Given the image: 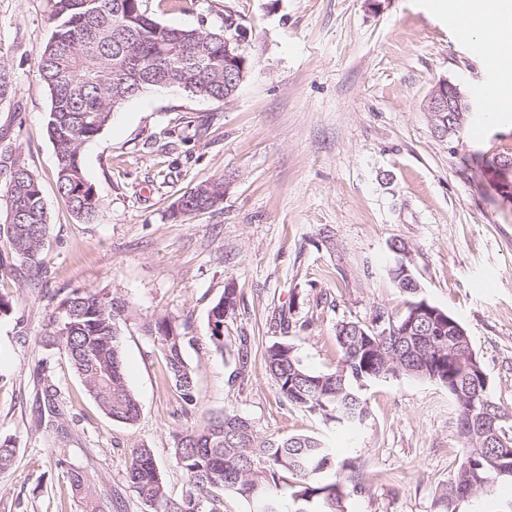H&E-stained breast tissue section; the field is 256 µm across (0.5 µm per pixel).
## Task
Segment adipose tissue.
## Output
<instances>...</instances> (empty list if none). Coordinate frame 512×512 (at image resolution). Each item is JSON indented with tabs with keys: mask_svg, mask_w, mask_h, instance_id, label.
Here are the masks:
<instances>
[{
	"mask_svg": "<svg viewBox=\"0 0 512 512\" xmlns=\"http://www.w3.org/2000/svg\"><path fill=\"white\" fill-rule=\"evenodd\" d=\"M465 22L472 24L477 39L488 46L495 62L512 58V46L504 34H512V14L502 10V0H456Z\"/></svg>",
	"mask_w": 512,
	"mask_h": 512,
	"instance_id": "ef3b65f1",
	"label": "adipose tissue"
}]
</instances>
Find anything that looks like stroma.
<instances>
[{
  "instance_id": "35a3bbf8",
  "label": "stroma",
  "mask_w": 512,
  "mask_h": 512,
  "mask_svg": "<svg viewBox=\"0 0 512 512\" xmlns=\"http://www.w3.org/2000/svg\"><path fill=\"white\" fill-rule=\"evenodd\" d=\"M166 26L246 33L250 71L218 102L180 90L143 94L114 112L81 160L100 199L77 219L56 184L46 133L50 93L36 62L51 33L48 0H0V60L13 93L0 101V147L21 152L43 191L49 233L44 281L0 274V437L17 449L0 473V512H84L69 473L85 475L105 512H147L124 472L152 450L169 494L187 489L175 431L211 411L249 418L263 434H324L339 457L360 456L375 480L347 512H436L457 470V410L445 386L407 376L362 391L359 436L325 428L283 401L264 363L288 339L303 363L335 371L338 322L402 314L391 271L405 260L421 295L466 328L490 389L512 409V199L485 163L512 145V111L496 124L472 99L459 133L439 138L425 101L440 81L470 93L486 46L458 43L460 17L429 0H144ZM223 180L212 209L174 215L197 185ZM239 307L226 334L248 339L245 379L209 340V312L227 284ZM91 288L125 300L121 323L131 425L109 419L65 357L41 341L57 299ZM288 311L290 327L277 319ZM172 318L196 371L185 411L144 321ZM56 396H47L46 385Z\"/></svg>"
}]
</instances>
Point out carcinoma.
<instances>
[{"label": "carcinoma", "instance_id": "carcinoma-1", "mask_svg": "<svg viewBox=\"0 0 512 512\" xmlns=\"http://www.w3.org/2000/svg\"><path fill=\"white\" fill-rule=\"evenodd\" d=\"M52 34L37 60L50 92L47 134L57 156V188L77 218L93 220L99 199L80 158L82 144L97 138L112 112L130 99L156 89H181L192 96L224 101L232 98L249 67L224 65V30L202 31L165 26L143 9L142 0H49ZM456 118L453 112L431 113L432 129L442 137ZM512 149L491 157L499 173L497 189L512 185ZM224 196V182L200 185L179 199L178 212L212 209ZM0 199L6 217L0 225L9 252L0 255V273L20 262L29 276L46 277L41 254L49 231L38 178L16 151H0ZM406 309L392 316L378 309L371 322L340 321L335 338L340 365L332 373L304 367L288 342L275 341L264 353L266 371L279 396L325 423L362 426L369 416L362 388L368 383L405 375L448 387L458 411L461 440L454 478L438 496V512H458L459 503L512 482V411L489 389L482 362L469 336H460L458 319L414 315L423 297L399 287ZM237 308V289L219 299L209 314V340L215 352L234 358V377L243 378L248 364L247 337L235 344L224 334L226 305ZM127 305L81 288L57 302L46 324L45 342L62 351L99 408L112 420L130 424L140 414L123 360L120 323ZM157 343L168 374L183 402L196 403V373L184 358V337L173 319L142 324ZM510 420L487 433L477 422L487 415ZM17 450L0 441V472L9 469ZM174 458L186 474L189 490L171 497L151 451L139 448L125 470L128 488L152 512H221L224 493L239 494L253 512H344L345 502L365 492L369 477L358 458L336 460L324 442L310 435H263L250 419L222 412L175 434ZM85 512H103L95 492L78 471L70 472Z\"/></svg>", "mask_w": 512, "mask_h": 512}]
</instances>
